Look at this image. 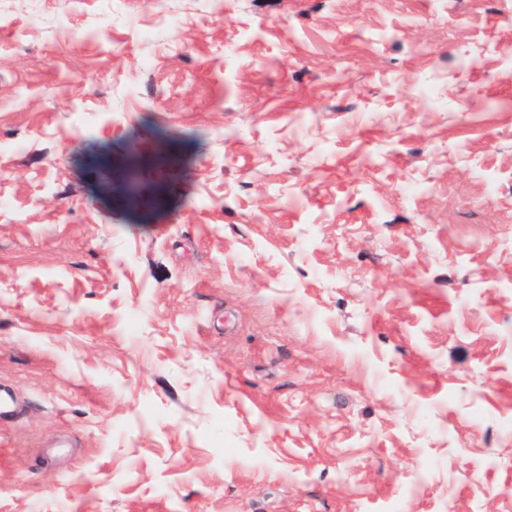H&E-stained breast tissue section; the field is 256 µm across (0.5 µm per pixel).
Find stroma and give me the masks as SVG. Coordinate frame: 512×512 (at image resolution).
Segmentation results:
<instances>
[{"label": "stroma", "mask_w": 512, "mask_h": 512, "mask_svg": "<svg viewBox=\"0 0 512 512\" xmlns=\"http://www.w3.org/2000/svg\"><path fill=\"white\" fill-rule=\"evenodd\" d=\"M0 196V512H512V0L15 5Z\"/></svg>", "instance_id": "1"}]
</instances>
